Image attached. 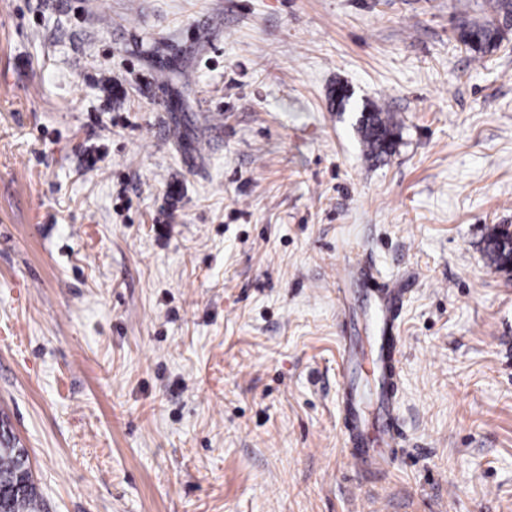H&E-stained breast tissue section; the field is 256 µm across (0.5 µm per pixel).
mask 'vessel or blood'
<instances>
[{
  "label": "vessel or blood",
  "mask_w": 512,
  "mask_h": 512,
  "mask_svg": "<svg viewBox=\"0 0 512 512\" xmlns=\"http://www.w3.org/2000/svg\"><path fill=\"white\" fill-rule=\"evenodd\" d=\"M343 363L344 426L351 446L350 466L359 474L378 473L396 457L400 439L393 393L399 378L396 339L387 335L375 339L371 365L378 374V408L374 417H367L362 400L353 394L354 377L362 366L354 348H347Z\"/></svg>",
  "instance_id": "vessel-or-blood-1"
}]
</instances>
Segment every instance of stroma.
Here are the masks:
<instances>
[{"label":"stroma","instance_id":"stroma-1","mask_svg":"<svg viewBox=\"0 0 512 512\" xmlns=\"http://www.w3.org/2000/svg\"><path fill=\"white\" fill-rule=\"evenodd\" d=\"M491 13L0 0V448L41 512H512V276L483 253L512 28L460 40ZM386 314L401 444L369 477L341 351ZM397 128V124L380 110H364L357 129L367 149L366 154L376 160L389 155L397 136Z\"/></svg>","mask_w":512,"mask_h":512}]
</instances>
